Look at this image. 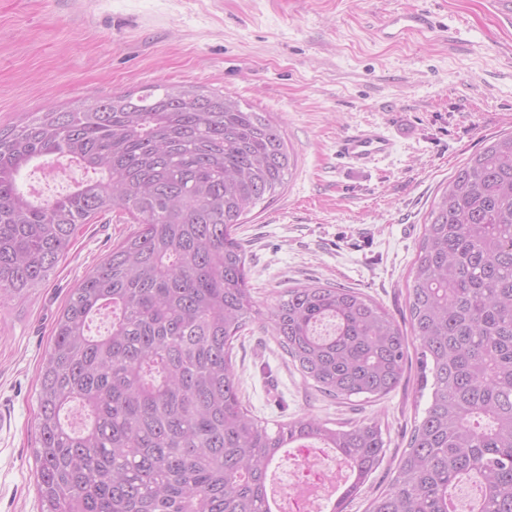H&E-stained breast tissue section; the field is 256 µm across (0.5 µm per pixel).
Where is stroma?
Masks as SVG:
<instances>
[{
	"label": "stroma",
	"instance_id": "obj_1",
	"mask_svg": "<svg viewBox=\"0 0 512 512\" xmlns=\"http://www.w3.org/2000/svg\"><path fill=\"white\" fill-rule=\"evenodd\" d=\"M433 25L400 40L395 14ZM228 93L281 122L295 152L286 187L237 236L259 304L320 282L353 288L409 328L408 288L423 223L440 189L512 131V10L497 0H0V127L154 84ZM378 126L385 158L353 168L338 138ZM134 229L116 210L81 225L67 256L27 298L0 306V512H40L37 379L70 292ZM241 396L269 423L314 415L377 420L385 458L366 496L395 474L427 404L415 366L388 396L339 403L305 386L260 324L234 343ZM429 19L423 14H402L391 18L383 32L386 39L398 40L410 32L417 31L421 26L428 25Z\"/></svg>",
	"mask_w": 512,
	"mask_h": 512
}]
</instances>
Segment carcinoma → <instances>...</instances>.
<instances>
[{
	"mask_svg": "<svg viewBox=\"0 0 512 512\" xmlns=\"http://www.w3.org/2000/svg\"><path fill=\"white\" fill-rule=\"evenodd\" d=\"M59 158L94 177L32 199L22 171ZM293 161L270 113L184 85L91 94L0 128V304L45 281L80 225L114 209L137 224L72 291L38 375L42 512H270V465L309 444L348 469L331 510L345 512L383 460V430L312 416L268 428L233 369L234 341L255 322L336 400L388 395L415 349L430 397L369 512H458L465 478L476 512H512V134L431 206L411 337L352 288L302 285L257 304L237 226L284 191ZM106 309L111 328L90 335ZM73 402L89 418L78 430L62 418Z\"/></svg>",
	"mask_w": 512,
	"mask_h": 512,
	"instance_id": "cac0c4a2",
	"label": "carcinoma"
}]
</instances>
